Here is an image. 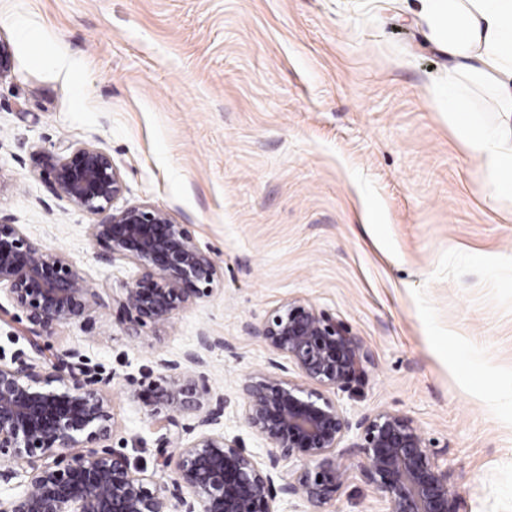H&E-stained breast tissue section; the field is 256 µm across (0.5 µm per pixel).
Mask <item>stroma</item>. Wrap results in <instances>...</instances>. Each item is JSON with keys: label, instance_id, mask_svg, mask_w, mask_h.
Instances as JSON below:
<instances>
[{"label": "stroma", "instance_id": "1", "mask_svg": "<svg viewBox=\"0 0 512 512\" xmlns=\"http://www.w3.org/2000/svg\"><path fill=\"white\" fill-rule=\"evenodd\" d=\"M414 0H0V218L116 294L129 260L101 263L97 216L55 196L35 150L111 154L122 204L188 225L217 290L133 331L95 309L64 324L71 353L109 380V446L154 471L158 432L126 380L193 348L212 391L265 368L243 330L298 299L333 313L374 356L338 399L388 410L448 450L468 512H512V202L495 199L448 123L446 59ZM40 41L48 59L22 48ZM30 324L0 291V360L30 355ZM487 374L475 388L466 366ZM326 512H388L359 467Z\"/></svg>", "mask_w": 512, "mask_h": 512}]
</instances>
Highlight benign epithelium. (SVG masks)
Listing matches in <instances>:
<instances>
[{"label": "benign epithelium", "mask_w": 512, "mask_h": 512, "mask_svg": "<svg viewBox=\"0 0 512 512\" xmlns=\"http://www.w3.org/2000/svg\"><path fill=\"white\" fill-rule=\"evenodd\" d=\"M35 155L59 197L101 217L89 225L104 247L99 260L127 259L138 269L109 303L68 256L0 220V287L26 312L37 355L45 351L40 338L96 307L115 306L120 323L135 330L163 325L213 294L216 264L187 225L150 205L115 206L124 184L110 154L66 145ZM243 328L266 343L270 357L264 370L244 376L233 399L212 392L196 371L205 363L201 351L224 346L207 334L197 348L160 361L157 378L128 381L135 396L149 390L143 404L162 432L157 465L168 472L164 483L103 445L114 428L110 381L93 380L60 357L46 366L0 363V483L25 478L21 492L0 499V512H288L300 504L304 512H324L347 479V453L360 457L389 512H464L447 449L431 448L408 416L377 411L353 421L335 398L373 361L348 326L294 299ZM230 407L263 442V455L225 433ZM181 415L191 422L181 423ZM351 431L357 441L341 446ZM292 460L299 465L283 471Z\"/></svg>", "instance_id": "7a95c632"}]
</instances>
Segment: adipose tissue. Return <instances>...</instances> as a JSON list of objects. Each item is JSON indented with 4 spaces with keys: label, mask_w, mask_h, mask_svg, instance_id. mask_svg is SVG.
I'll use <instances>...</instances> for the list:
<instances>
[{
    "label": "adipose tissue",
    "mask_w": 512,
    "mask_h": 512,
    "mask_svg": "<svg viewBox=\"0 0 512 512\" xmlns=\"http://www.w3.org/2000/svg\"><path fill=\"white\" fill-rule=\"evenodd\" d=\"M419 16L451 71L493 88L501 105L496 123L471 109L461 87L448 91V116L494 194L512 196V0H420Z\"/></svg>",
    "instance_id": "ef3b65f1"
}]
</instances>
